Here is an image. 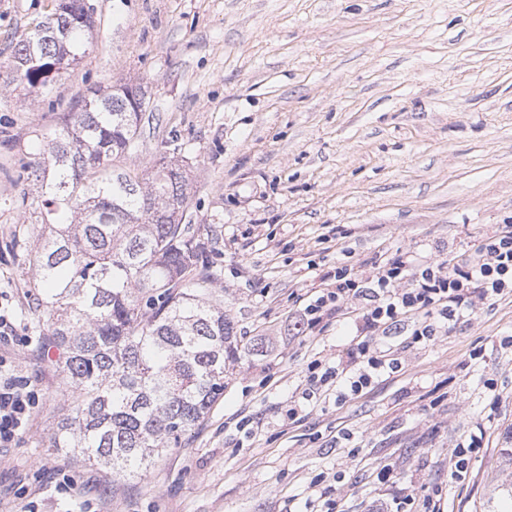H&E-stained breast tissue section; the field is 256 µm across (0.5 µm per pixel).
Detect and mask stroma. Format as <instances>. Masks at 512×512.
I'll return each mask as SVG.
<instances>
[{
  "label": "stroma",
  "instance_id": "35a3bbf8",
  "mask_svg": "<svg viewBox=\"0 0 512 512\" xmlns=\"http://www.w3.org/2000/svg\"><path fill=\"white\" fill-rule=\"evenodd\" d=\"M53 2L0 0V64ZM88 3L93 40L51 96L0 91V291L28 336L0 356L40 397L29 432L0 448V512H311L319 475L341 512L403 492L439 512H512V297L426 347L381 337L400 372L283 419L308 363L352 345L343 314L286 338L326 272L405 248L419 259L464 249L512 222V0ZM119 83L142 85L154 115L126 167L141 171L175 140L192 221L220 238L212 298L268 347L134 479L48 445L71 394L38 346L36 238L17 185L69 105ZM477 431L466 480L449 482L457 444ZM56 468L71 492L54 491ZM386 468L397 484L379 480Z\"/></svg>",
  "mask_w": 512,
  "mask_h": 512
}]
</instances>
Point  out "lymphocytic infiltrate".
Instances as JSON below:
<instances>
[{
	"mask_svg": "<svg viewBox=\"0 0 512 512\" xmlns=\"http://www.w3.org/2000/svg\"><path fill=\"white\" fill-rule=\"evenodd\" d=\"M512 296V224L498 225L483 235L468 255L413 260L397 252L375 260L365 273L341 265L327 275L325 288L300 309L290 329L302 334L315 330L323 318L353 311L358 337L344 361L333 366L312 360L307 379L312 393L335 386L362 392L373 378L400 370L398 359L379 350V335L400 331L407 316L417 322L407 346L428 345L467 322L480 304ZM0 357V447H11L28 431L39 402L34 385L17 379Z\"/></svg>",
	"mask_w": 512,
	"mask_h": 512,
	"instance_id": "obj_1",
	"label": "lymphocytic infiltrate"
}]
</instances>
